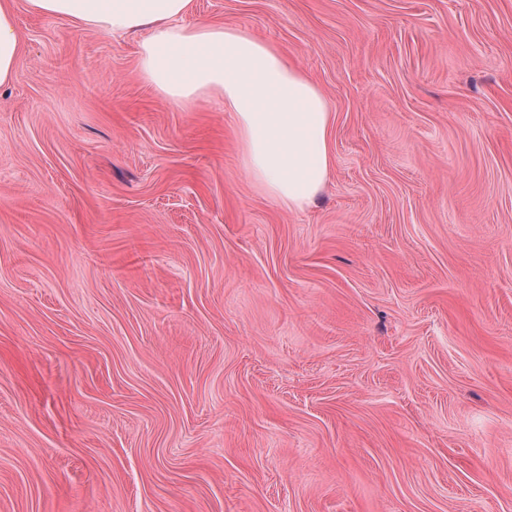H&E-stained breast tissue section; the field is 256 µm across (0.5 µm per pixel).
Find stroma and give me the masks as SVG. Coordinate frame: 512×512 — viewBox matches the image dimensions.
Masks as SVG:
<instances>
[{
  "mask_svg": "<svg viewBox=\"0 0 512 512\" xmlns=\"http://www.w3.org/2000/svg\"><path fill=\"white\" fill-rule=\"evenodd\" d=\"M291 55L290 212L140 36L17 5L0 88V512H512V0H194Z\"/></svg>",
  "mask_w": 512,
  "mask_h": 512,
  "instance_id": "obj_1",
  "label": "stroma"
}]
</instances>
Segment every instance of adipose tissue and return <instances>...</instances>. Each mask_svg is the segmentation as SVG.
<instances>
[{"instance_id":"adipose-tissue-1","label":"adipose tissue","mask_w":512,"mask_h":512,"mask_svg":"<svg viewBox=\"0 0 512 512\" xmlns=\"http://www.w3.org/2000/svg\"><path fill=\"white\" fill-rule=\"evenodd\" d=\"M193 0H24L28 10L106 33L144 32L141 76L175 103L223 102L250 179L301 211L334 165V114L322 89L272 42L243 29L187 22ZM22 36L15 0H0V86L16 76Z\"/></svg>"}]
</instances>
